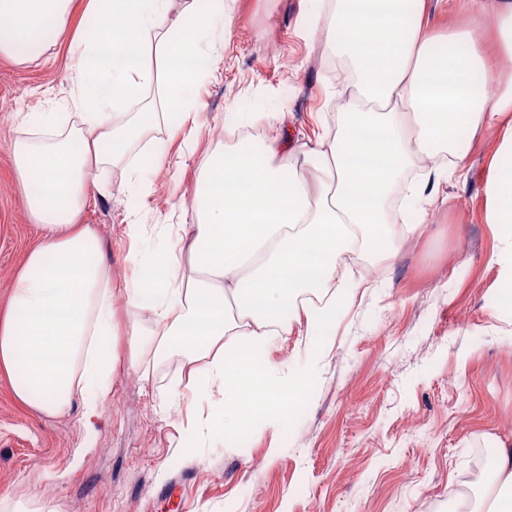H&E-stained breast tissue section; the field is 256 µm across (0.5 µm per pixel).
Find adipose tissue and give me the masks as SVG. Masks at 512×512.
<instances>
[{"mask_svg":"<svg viewBox=\"0 0 512 512\" xmlns=\"http://www.w3.org/2000/svg\"><path fill=\"white\" fill-rule=\"evenodd\" d=\"M0 0V53L25 63L65 34L72 89L63 111L21 117L29 136L13 144L25 207L38 231L0 315V367L16 373V397L59 415L82 404L85 434L76 457L96 446L93 424L105 407L117 359L112 276L97 235L77 217L92 168L123 165L130 173L156 165L131 155L149 132L152 111L191 112L199 78L214 66L223 30L232 25L224 0ZM324 21V53L355 77L333 135L292 146L282 135L215 149L201 166L187 250L164 247L136 255L123 285L130 364L144 355L179 352L192 382L220 383L225 431L239 433L257 412L283 418L307 397L309 372L270 377L261 359L274 337L301 325L307 341L328 338L336 300L299 302L330 292L348 255L397 250L409 212L425 211L442 179L466 178L470 144L463 132L502 129L500 152L512 155V79L488 93L494 75L512 72V0H452L471 22L490 18L499 50L490 58L474 29L434 35L424 0H310ZM444 153L447 163L405 175L419 158ZM406 192L391 210L399 181ZM487 223L512 243V173L487 186ZM150 312L157 330H144ZM206 368H195L199 357ZM483 512H512V444L501 441L484 486Z\"/></svg>","mask_w":512,"mask_h":512,"instance_id":"ef3b65f1","label":"adipose tissue"}]
</instances>
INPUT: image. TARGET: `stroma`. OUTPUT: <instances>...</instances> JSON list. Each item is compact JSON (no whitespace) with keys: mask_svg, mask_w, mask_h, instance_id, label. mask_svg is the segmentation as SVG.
Returning <instances> with one entry per match:
<instances>
[{"mask_svg":"<svg viewBox=\"0 0 512 512\" xmlns=\"http://www.w3.org/2000/svg\"><path fill=\"white\" fill-rule=\"evenodd\" d=\"M306 7L234 0L222 57L196 88L193 136L174 139L159 126L137 143L160 160L139 172L138 191H128L124 168L94 172L77 221L99 234L113 282L133 268L126 225L153 240L190 223L198 170L239 115L259 114L265 140L276 132L273 113H287L300 144L344 106L336 82L345 73L329 72ZM49 53L36 64L0 54V101L10 106L0 112V311L37 242L11 152L24 132L17 115L57 111L70 91L66 42ZM500 143L495 130L472 137L467 180L441 185L447 202L430 208L396 257L346 260L357 286L338 300L316 385L286 420L191 445L186 428L218 416L219 384L201 391L175 354L130 366L121 348L97 445L76 467L81 403L45 415L15 397V375L0 369V499L28 512H448L474 449L512 440V306L496 260L506 243L485 219ZM304 359L295 330L266 350L275 378Z\"/></svg>","mask_w":512,"mask_h":512,"instance_id":"stroma-1","label":"stroma"}]
</instances>
